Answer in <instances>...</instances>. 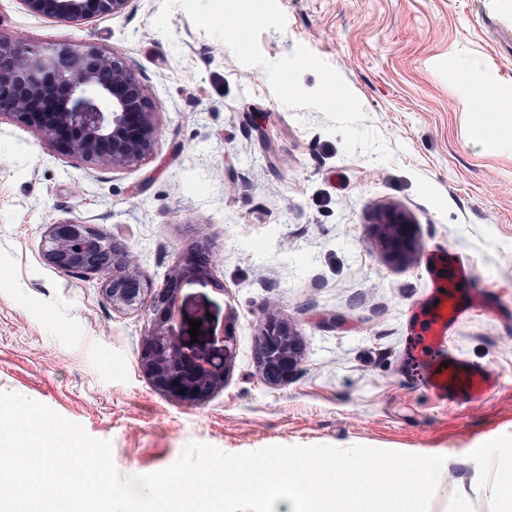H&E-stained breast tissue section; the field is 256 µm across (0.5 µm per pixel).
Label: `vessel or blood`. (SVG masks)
Here are the masks:
<instances>
[{"label": "vessel or blood", "instance_id": "obj_1", "mask_svg": "<svg viewBox=\"0 0 512 512\" xmlns=\"http://www.w3.org/2000/svg\"><path fill=\"white\" fill-rule=\"evenodd\" d=\"M492 308L493 297L488 293L479 299L467 300L451 288L435 292L417 338L415 355L425 365L421 382L439 401L447 404L479 402L494 387L496 378L489 370L446 353L451 323L470 312Z\"/></svg>", "mask_w": 512, "mask_h": 512}]
</instances>
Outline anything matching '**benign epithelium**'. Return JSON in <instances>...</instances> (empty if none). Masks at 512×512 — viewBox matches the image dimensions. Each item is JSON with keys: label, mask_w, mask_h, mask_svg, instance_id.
I'll list each match as a JSON object with an SVG mask.
<instances>
[{"label": "benign epithelium", "mask_w": 512, "mask_h": 512, "mask_svg": "<svg viewBox=\"0 0 512 512\" xmlns=\"http://www.w3.org/2000/svg\"><path fill=\"white\" fill-rule=\"evenodd\" d=\"M27 10L64 22L121 13L128 0H21ZM47 135L62 155L87 165H137L153 154L158 127L151 100L125 59L97 47L64 46L34 50L0 34V118ZM383 248L404 261L415 248V224L402 211L387 208L375 216ZM42 256L64 273L81 272L100 281L112 309L146 311L148 327L140 340L139 367L152 386L185 404L206 402L224 387L233 366L226 325L209 322L207 336L221 355L208 356L183 342L186 310L182 290L212 282L213 255L204 239L179 256L159 288L132 266L128 247L93 224L49 225ZM303 354L300 333L271 314L257 337L256 360L263 379L281 385Z\"/></svg>", "instance_id": "7a95c632"}]
</instances>
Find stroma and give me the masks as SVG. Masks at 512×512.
Instances as JSON below:
<instances>
[{"label": "stroma", "mask_w": 512, "mask_h": 512, "mask_svg": "<svg viewBox=\"0 0 512 512\" xmlns=\"http://www.w3.org/2000/svg\"><path fill=\"white\" fill-rule=\"evenodd\" d=\"M285 30H264L263 55L304 45L361 102L389 160L346 155L325 116L291 109L265 71L245 66L182 8L171 36L162 0L84 24L0 0V34L38 50L115 52L144 85L159 128L153 155L126 168L68 159L44 133L0 119V391L41 402L111 443L121 475L174 464L186 446L229 454L329 445L460 457L443 467L430 512L467 500L503 512L512 488V321L463 316L448 349L488 368L486 399L443 405L417 379L414 339L430 308L438 253L469 261L463 295L497 293L512 310V132L478 128L482 92L512 113V0H278ZM482 74V92L461 81ZM393 207L417 226L416 250L391 261L373 226ZM96 225L125 242L134 268L162 285L195 239L209 242L215 283L185 290L188 318L224 321L234 363L223 390L189 406L141 374L142 313L116 311L97 279L41 256L49 225ZM278 314L304 354L287 384L256 364L261 324Z\"/></svg>", "instance_id": "stroma-1"}]
</instances>
